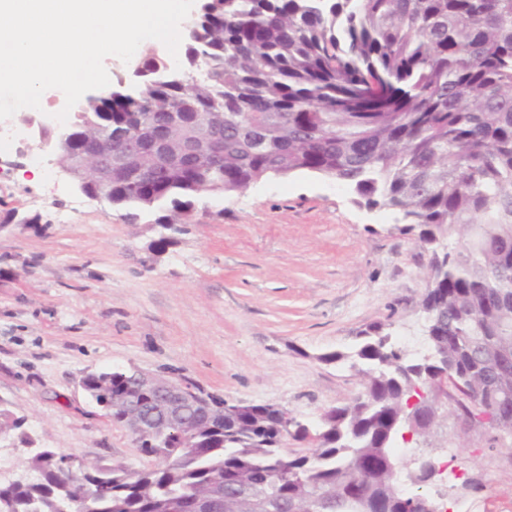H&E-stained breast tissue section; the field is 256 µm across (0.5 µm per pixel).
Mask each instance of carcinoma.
<instances>
[{"mask_svg": "<svg viewBox=\"0 0 512 512\" xmlns=\"http://www.w3.org/2000/svg\"><path fill=\"white\" fill-rule=\"evenodd\" d=\"M179 70L160 51L135 53L139 82L126 98L104 94L75 119V140L142 132L215 139L219 155L182 153L173 169L141 176L127 164L109 200L137 219L146 208L187 214L205 192L313 172L349 186L354 202L386 209L397 230L431 252L422 301L430 354L421 360L383 326L360 333L349 353L363 399L308 428L247 404L224 415L211 393L213 425H169L139 447L142 469L94 463L72 489L49 448L27 454L26 478L0 483V512H168L224 486V512H253V500L282 498L294 512H406L427 481L393 455L407 403L443 369L458 407L494 382L512 396V372L493 377L483 345L512 354V0H202L185 25ZM174 112L186 125H173ZM130 371L87 378L126 426ZM314 434L303 452L279 447Z\"/></svg>", "mask_w": 512, "mask_h": 512, "instance_id": "carcinoma-1", "label": "carcinoma"}]
</instances>
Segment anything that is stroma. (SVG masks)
<instances>
[{"label":"stroma","mask_w":512,"mask_h":512,"mask_svg":"<svg viewBox=\"0 0 512 512\" xmlns=\"http://www.w3.org/2000/svg\"><path fill=\"white\" fill-rule=\"evenodd\" d=\"M0 154V407L35 447L83 463L141 468L127 431L81 386L138 368L189 380L230 403L273 404L304 420L362 390L347 362L366 326L426 350L420 303L430 255L385 209L335 179L295 172L201 194L189 215L135 221L82 194L51 149ZM15 220H5L6 211ZM394 453L431 457L425 487L448 512H512V437L443 403Z\"/></svg>","instance_id":"35a3bbf8"}]
</instances>
